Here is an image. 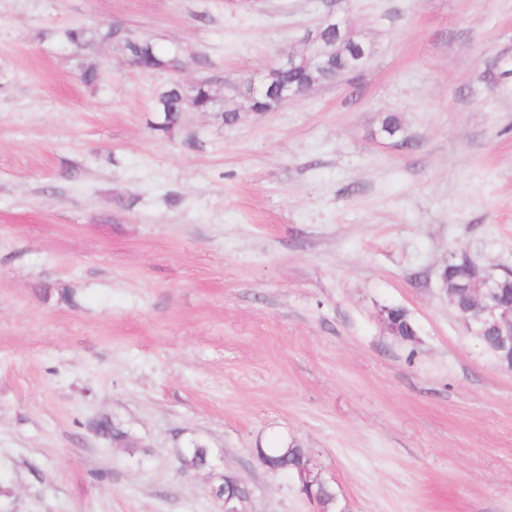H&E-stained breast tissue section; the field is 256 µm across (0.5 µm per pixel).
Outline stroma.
I'll use <instances>...</instances> for the list:
<instances>
[{
  "label": "stroma",
  "instance_id": "obj_1",
  "mask_svg": "<svg viewBox=\"0 0 512 512\" xmlns=\"http://www.w3.org/2000/svg\"><path fill=\"white\" fill-rule=\"evenodd\" d=\"M331 8L375 47L356 78L225 125ZM201 79L213 110L159 137L157 92ZM461 254L512 271V0H0V512H224L227 473L313 512L274 444L341 512H512V372L438 285ZM123 52L144 71L172 68L173 58L160 54L154 44L147 38L125 41ZM295 446L288 445L286 447H272V448H260L257 449L256 453L258 458H261L267 465V468H272L284 475L294 474L297 466L300 464V459L294 452ZM307 457V463L304 467L300 468L293 476L295 480L300 484L301 488L305 486L322 485L324 481L319 477L318 474H314L311 467V459L308 453L303 449Z\"/></svg>",
  "mask_w": 512,
  "mask_h": 512
}]
</instances>
